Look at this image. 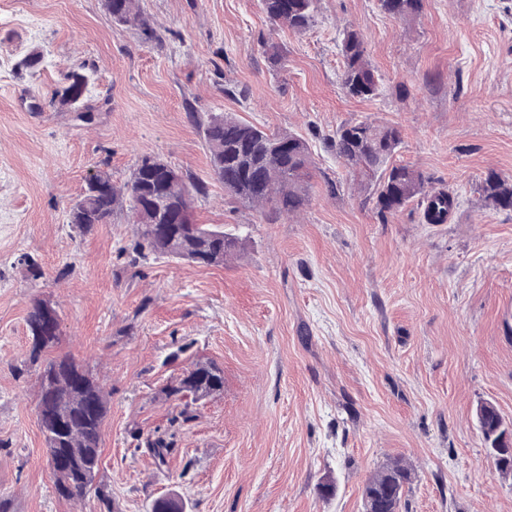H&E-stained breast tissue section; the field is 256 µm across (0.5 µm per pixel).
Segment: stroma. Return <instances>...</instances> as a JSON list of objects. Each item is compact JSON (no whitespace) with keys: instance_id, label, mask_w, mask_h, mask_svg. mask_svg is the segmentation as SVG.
<instances>
[{"instance_id":"35a3bbf8","label":"stroma","mask_w":512,"mask_h":512,"mask_svg":"<svg viewBox=\"0 0 512 512\" xmlns=\"http://www.w3.org/2000/svg\"><path fill=\"white\" fill-rule=\"evenodd\" d=\"M160 41L112 22L104 0H0V500L10 512H364L367 480L403 458L400 512H512V475L475 410L512 430V210L476 181L512 177V0H423L412 20L377 0H317L303 33L272 29L259 0H139ZM363 36L384 78L340 88L339 40ZM278 44L272 62L262 40ZM31 71L18 69L30 53ZM90 73L94 120L53 104ZM219 112L309 145L310 201L268 224L212 179L199 121ZM398 125L396 164L458 198L447 223L412 203L381 216L337 160V128ZM202 185L192 219L239 236L220 266L134 259L127 212L82 233L69 206L90 174L129 179L143 156ZM39 301L108 412L93 492L58 495L38 420ZM199 364L222 390L184 404ZM187 422H175L181 410ZM165 436L158 463L145 440ZM335 492L327 496L324 484ZM224 387V374L218 368L197 365L195 369L180 380L179 386L171 390V394L183 391L196 395L201 391L203 395L220 391ZM484 411L481 412L482 416V434L485 440L489 443L499 441L507 430L503 427L502 417L497 408L490 403L483 404Z\"/></svg>"}]
</instances>
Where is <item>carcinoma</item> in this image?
I'll return each mask as SVG.
<instances>
[{
    "label": "carcinoma",
    "instance_id": "obj_1",
    "mask_svg": "<svg viewBox=\"0 0 512 512\" xmlns=\"http://www.w3.org/2000/svg\"><path fill=\"white\" fill-rule=\"evenodd\" d=\"M316 0H260L272 26L300 33L313 21ZM380 9L408 19L420 13L422 0H378ZM112 22L141 29L150 39H160L154 22L145 16L139 0H105ZM344 61L341 89L351 97L368 99L379 94L382 79L372 66L362 34L347 29L341 39ZM68 84L57 90L53 102L69 106L92 121V107L83 103L89 77L74 72ZM209 149L213 176L224 184V191L268 221L300 213L308 203L312 160L306 141L290 133H271L238 120L229 113H217L200 124ZM402 143L394 125H379L355 120L336 130L334 150L349 172L361 179L380 175L376 183V208L381 216L393 214L413 201L424 206L428 224H444L457 205L456 198L444 189L426 186L425 179L410 165H388ZM203 187L188 183L166 161L142 157L130 178L122 184L112 175L96 170L86 180L80 196L69 210V223L80 232L96 224L108 223L119 210H127L136 224L133 250L139 255L153 254L201 265H220L240 248V239L219 227L199 225L193 231V194ZM482 200L495 208L512 209V178L494 171L477 185ZM44 317L43 303L35 304L27 316L31 335H37ZM224 387V374L215 367L197 366L180 380L171 393L216 392ZM38 406L43 418L41 430L50 452L75 448L81 457L66 459L55 470L56 489L64 498L81 497L92 487L99 469L100 439L107 414L101 388L90 372L68 356L46 362L40 374ZM482 434L492 444L506 429L497 408L483 404ZM412 481V469L396 459L366 482L364 512H399L405 488Z\"/></svg>",
    "mask_w": 512,
    "mask_h": 512
}]
</instances>
